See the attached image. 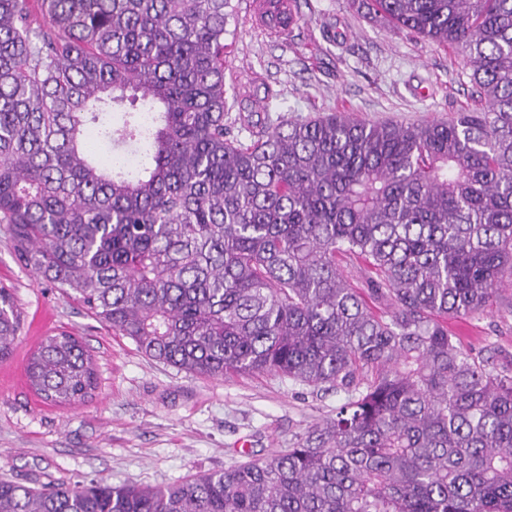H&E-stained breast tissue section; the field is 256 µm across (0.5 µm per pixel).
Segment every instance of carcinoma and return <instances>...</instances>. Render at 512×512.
<instances>
[{"label": "carcinoma", "mask_w": 512, "mask_h": 512, "mask_svg": "<svg viewBox=\"0 0 512 512\" xmlns=\"http://www.w3.org/2000/svg\"><path fill=\"white\" fill-rule=\"evenodd\" d=\"M264 3L291 34L297 0ZM365 6L454 48L478 104L447 122L281 120L244 142L224 125L232 0H0V224L18 261L149 358L342 396L260 459L157 486L1 478L0 512H512V360L448 330L512 288V0ZM20 327L0 287V361ZM27 375L53 404L96 388L67 333Z\"/></svg>", "instance_id": "obj_1"}]
</instances>
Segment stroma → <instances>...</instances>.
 Here are the masks:
<instances>
[{
	"mask_svg": "<svg viewBox=\"0 0 512 512\" xmlns=\"http://www.w3.org/2000/svg\"><path fill=\"white\" fill-rule=\"evenodd\" d=\"M224 80L238 102L225 118L264 124L350 112L374 122L447 121L471 103L457 54L370 14L362 0H310L293 39L268 31L253 0H233ZM277 93L260 109L266 89ZM0 285L23 315L12 357L0 362V476L36 486L103 479L159 485L263 457L332 417L336 394L274 375L212 378L141 354L87 314L73 294L36 277L0 227ZM464 350L512 357L507 309L450 322ZM78 336L97 370L93 395L76 405L46 403L25 368L44 337Z\"/></svg>",
	"mask_w": 512,
	"mask_h": 512,
	"instance_id": "stroma-1",
	"label": "stroma"
}]
</instances>
